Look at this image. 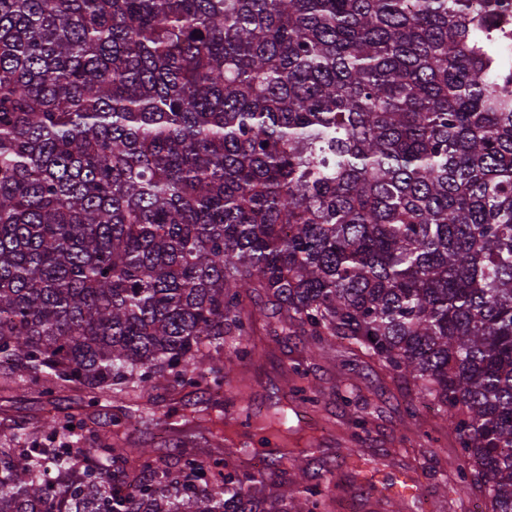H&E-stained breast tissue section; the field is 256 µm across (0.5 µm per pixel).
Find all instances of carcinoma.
<instances>
[{
	"label": "carcinoma",
	"instance_id": "1",
	"mask_svg": "<svg viewBox=\"0 0 512 512\" xmlns=\"http://www.w3.org/2000/svg\"><path fill=\"white\" fill-rule=\"evenodd\" d=\"M507 7L0 0V388L131 405L0 448V512H325L281 407L256 470L214 432L125 443L160 388L221 409L259 329L348 341L448 424L456 493L512 512Z\"/></svg>",
	"mask_w": 512,
	"mask_h": 512
}]
</instances>
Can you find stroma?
I'll return each mask as SVG.
<instances>
[{
  "label": "stroma",
  "instance_id": "1",
  "mask_svg": "<svg viewBox=\"0 0 512 512\" xmlns=\"http://www.w3.org/2000/svg\"><path fill=\"white\" fill-rule=\"evenodd\" d=\"M258 348V355L234 373L249 386L252 416L264 417L275 403L291 400L284 371L294 362L303 363L321 393L320 412L299 413L293 423L301 436L318 435L321 451L310 458L309 470L332 473L336 512H388L391 485L406 477L416 480L419 489L403 498V512H478L477 496L460 499L452 491L463 462L455 436L432 411H422L416 421L407 419L406 390L373 363L354 360L348 343L313 354L302 337L263 336ZM155 396L169 418V430L149 415L128 435L132 447L161 455L181 441L187 419L204 404L184 393L159 390ZM357 415L368 420L358 432L350 423ZM433 448L440 449L439 458L430 456Z\"/></svg>",
  "mask_w": 512,
  "mask_h": 512
}]
</instances>
